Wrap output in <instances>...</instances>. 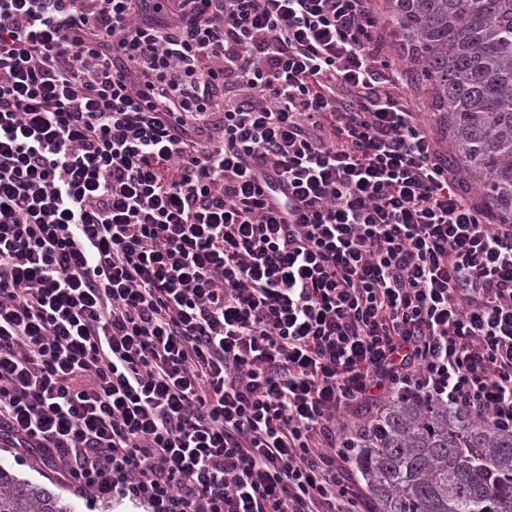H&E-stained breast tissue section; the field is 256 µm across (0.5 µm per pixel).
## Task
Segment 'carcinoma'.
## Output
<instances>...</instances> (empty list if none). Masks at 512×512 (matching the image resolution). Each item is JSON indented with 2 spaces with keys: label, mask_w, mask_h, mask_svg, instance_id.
Returning a JSON list of instances; mask_svg holds the SVG:
<instances>
[{
  "label": "carcinoma",
  "mask_w": 512,
  "mask_h": 512,
  "mask_svg": "<svg viewBox=\"0 0 512 512\" xmlns=\"http://www.w3.org/2000/svg\"><path fill=\"white\" fill-rule=\"evenodd\" d=\"M412 83L438 112L452 165L512 222V0H389ZM348 447L379 512H512V434L401 391ZM0 512H72L0 466Z\"/></svg>",
  "instance_id": "1"
}]
</instances>
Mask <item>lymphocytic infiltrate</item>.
I'll return each mask as SVG.
<instances>
[{"instance_id":"f902f5d3","label":"lymphocytic infiltrate","mask_w":512,"mask_h":512,"mask_svg":"<svg viewBox=\"0 0 512 512\" xmlns=\"http://www.w3.org/2000/svg\"><path fill=\"white\" fill-rule=\"evenodd\" d=\"M512 433V224L373 0H0V442L149 512H370L354 411Z\"/></svg>"}]
</instances>
